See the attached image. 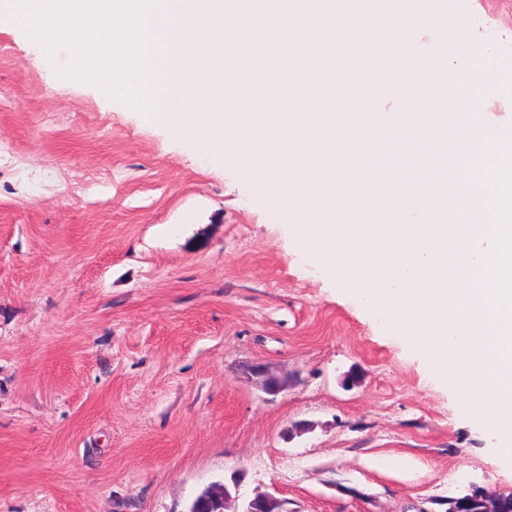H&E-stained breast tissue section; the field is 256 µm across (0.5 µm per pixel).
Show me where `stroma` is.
Segmentation results:
<instances>
[{
  "label": "stroma",
  "mask_w": 512,
  "mask_h": 512,
  "mask_svg": "<svg viewBox=\"0 0 512 512\" xmlns=\"http://www.w3.org/2000/svg\"><path fill=\"white\" fill-rule=\"evenodd\" d=\"M512 18L447 0L439 27ZM0 16V512H186L237 474L287 512H447L512 468L293 242L255 179L66 82ZM289 374L270 396L241 374Z\"/></svg>",
  "instance_id": "1"
}]
</instances>
